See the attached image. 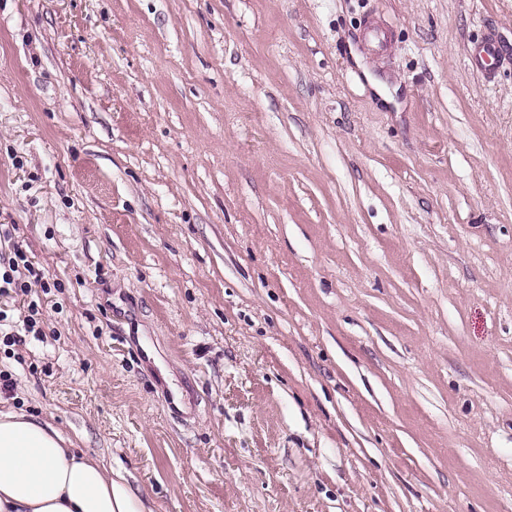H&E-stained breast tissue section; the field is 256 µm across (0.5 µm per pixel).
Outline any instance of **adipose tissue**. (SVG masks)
<instances>
[{"mask_svg": "<svg viewBox=\"0 0 512 512\" xmlns=\"http://www.w3.org/2000/svg\"><path fill=\"white\" fill-rule=\"evenodd\" d=\"M0 512H144L122 474L51 424L0 413Z\"/></svg>", "mask_w": 512, "mask_h": 512, "instance_id": "1", "label": "adipose tissue"}]
</instances>
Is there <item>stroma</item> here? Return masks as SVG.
Segmentation results:
<instances>
[{
    "label": "stroma",
    "mask_w": 512,
    "mask_h": 512,
    "mask_svg": "<svg viewBox=\"0 0 512 512\" xmlns=\"http://www.w3.org/2000/svg\"><path fill=\"white\" fill-rule=\"evenodd\" d=\"M0 224L146 512H512V0H0Z\"/></svg>",
    "instance_id": "1"
}]
</instances>
